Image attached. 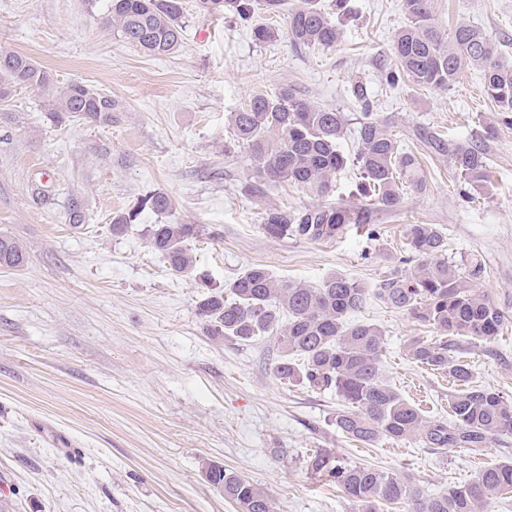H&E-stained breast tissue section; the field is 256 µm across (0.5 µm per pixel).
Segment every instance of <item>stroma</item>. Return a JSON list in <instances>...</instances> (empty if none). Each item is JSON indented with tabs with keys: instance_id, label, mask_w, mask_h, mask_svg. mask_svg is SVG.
<instances>
[{
	"instance_id": "obj_1",
	"label": "stroma",
	"mask_w": 512,
	"mask_h": 512,
	"mask_svg": "<svg viewBox=\"0 0 512 512\" xmlns=\"http://www.w3.org/2000/svg\"><path fill=\"white\" fill-rule=\"evenodd\" d=\"M182 3L179 47L149 56L103 24V0H0V50L30 57L54 86L81 81L119 105L108 125H58L43 93L19 86L0 98V236L29 257L0 268V501L8 512H237L203 477L210 459L264 488L275 512H353L308 470L316 451L394 472L431 495L511 460L512 433L479 452L347 439L334 424L336 393L280 383L267 338L209 335L193 278L171 271L148 233L199 225L188 246L218 288L256 265L311 285L336 272L372 286L413 270L407 225H436L462 275L470 258L480 261L473 284L506 316L493 341L459 339L460 356L478 385L512 399V113L498 111L472 67L445 89L383 82L402 0H352L336 46L301 50L252 37L265 21L286 30L287 13L249 22ZM432 11L447 34L469 23L495 42L512 36V0H432ZM355 82L368 104L352 98ZM283 86L345 114L349 155L362 110L373 112L420 157L425 191L406 189L396 210L374 208L372 223L348 225L332 242L267 237L265 208L366 202L352 165L324 194L287 183L255 193L247 153L225 160L230 113ZM422 130L484 145L488 195L465 198L449 159L425 152ZM158 191L170 212L143 210L113 234L115 214ZM75 200L79 224L69 220ZM357 318L384 332L382 378L424 415L450 417L452 384L404 350L436 329L376 299Z\"/></svg>"
}]
</instances>
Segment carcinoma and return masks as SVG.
Wrapping results in <instances>:
<instances>
[{
    "instance_id": "carcinoma-1",
    "label": "carcinoma",
    "mask_w": 512,
    "mask_h": 512,
    "mask_svg": "<svg viewBox=\"0 0 512 512\" xmlns=\"http://www.w3.org/2000/svg\"><path fill=\"white\" fill-rule=\"evenodd\" d=\"M288 6V41L308 48H332L341 37L342 19L349 0H334L332 10L317 0H198L205 14H229L243 21L256 13L276 14ZM406 23L392 45L393 65L385 81L393 86L409 82L419 88L451 86L466 67L482 73L483 88L500 112H512V65L507 62L512 44H493L470 24L458 25L444 36L433 18L431 0H402ZM107 25L126 43L147 55L170 53L181 42L182 0H106ZM22 85L47 95L48 116L57 123L81 121L112 124L118 105L112 96L79 81L52 85L47 71L27 56L0 51V96ZM235 139L224 154L247 151L253 189L282 182L325 192L336 173L353 165L361 170L362 194L374 203L394 208L404 186H425L417 157L404 151L387 124L370 112L357 126L358 151L354 157L341 150L346 117L335 109L315 107L292 88L256 92L230 114ZM425 150L450 159L464 184L463 194L489 191L486 155L474 143L450 142L432 132L420 134ZM172 202L164 192L141 200L137 208L112 216L118 234L138 212L148 208L166 213ZM371 223L369 205L311 207L288 212L266 208L261 213L263 232L277 239L329 242L349 224ZM195 224H155L150 246L177 274L194 277L204 289L197 315L216 337L247 342L258 336L270 340L276 351L275 377L313 390L333 389L349 405L336 411V428L347 438L372 444L381 438L418 439L428 448H469L478 451L495 436L512 431V400L499 391L476 385L469 364L457 355L456 337L490 341L505 323L503 312L477 292L448 261V240L433 224H409L406 237L418 258L408 273H394L375 287L339 274L309 285L275 278L263 266H252L226 288H214L198 260L186 246L197 235ZM27 263V253L15 240L0 237V267ZM377 298L440 335L413 337L406 352L415 362L448 376L457 390L451 395L453 422L426 418L405 401L380 375L382 331L373 324L351 320ZM308 470L333 482L357 512H388L395 504L407 512H480L492 496L512 493V460L482 470L470 482L451 485L438 495H427L395 473L352 464L332 450L310 457ZM205 480L233 502L237 512H274L270 495L250 480L202 460Z\"/></svg>"
}]
</instances>
